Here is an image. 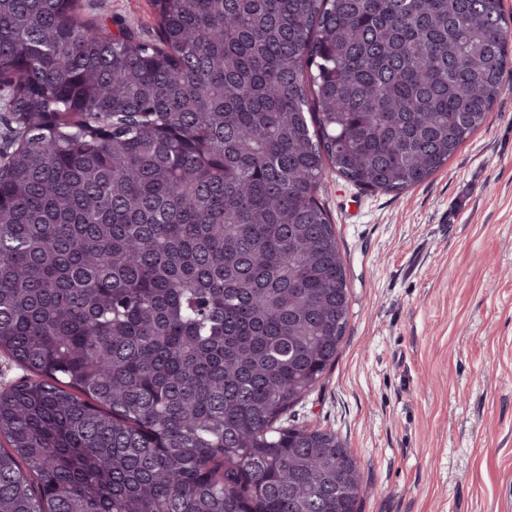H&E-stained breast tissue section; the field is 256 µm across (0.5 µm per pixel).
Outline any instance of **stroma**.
Returning <instances> with one entry per match:
<instances>
[{"label":"stroma","mask_w":512,"mask_h":512,"mask_svg":"<svg viewBox=\"0 0 512 512\" xmlns=\"http://www.w3.org/2000/svg\"><path fill=\"white\" fill-rule=\"evenodd\" d=\"M152 38L150 0H81ZM350 279L333 366L291 414L362 466L360 512H512V88L439 171L402 192L326 170Z\"/></svg>","instance_id":"stroma-1"}]
</instances>
